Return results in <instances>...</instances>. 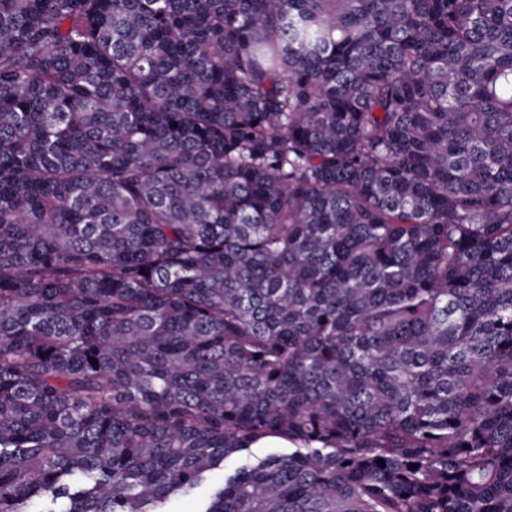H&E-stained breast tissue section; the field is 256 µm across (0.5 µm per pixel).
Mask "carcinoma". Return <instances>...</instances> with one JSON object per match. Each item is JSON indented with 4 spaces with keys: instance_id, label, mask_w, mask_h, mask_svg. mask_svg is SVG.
<instances>
[{
    "instance_id": "1",
    "label": "carcinoma",
    "mask_w": 512,
    "mask_h": 512,
    "mask_svg": "<svg viewBox=\"0 0 512 512\" xmlns=\"http://www.w3.org/2000/svg\"><path fill=\"white\" fill-rule=\"evenodd\" d=\"M242 455L196 512H512V0H0V512Z\"/></svg>"
}]
</instances>
